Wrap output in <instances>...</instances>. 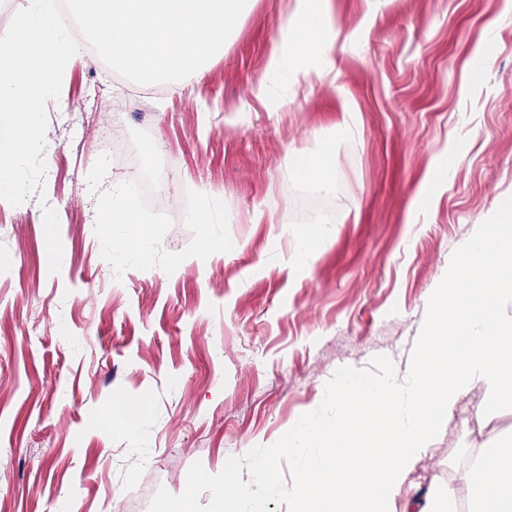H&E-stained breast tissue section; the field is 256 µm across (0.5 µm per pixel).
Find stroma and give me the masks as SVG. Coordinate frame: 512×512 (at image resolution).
I'll return each mask as SVG.
<instances>
[{
    "instance_id": "35a3bbf8",
    "label": "stroma",
    "mask_w": 512,
    "mask_h": 512,
    "mask_svg": "<svg viewBox=\"0 0 512 512\" xmlns=\"http://www.w3.org/2000/svg\"><path fill=\"white\" fill-rule=\"evenodd\" d=\"M294 4L254 0L207 73L160 95L81 56L69 109L48 105L45 192L0 203V512H149L194 462L215 474L275 443L337 368L385 355L406 377L454 250L512 196V0H330L336 79L279 107L249 90ZM477 52L493 65L476 76ZM116 127L151 134L172 194L222 198L231 252L114 281L87 176ZM320 151L330 221L301 263L294 162ZM487 400L461 396L390 512H425L437 483L468 512L477 449L512 437Z\"/></svg>"
}]
</instances>
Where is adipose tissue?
I'll return each instance as SVG.
<instances>
[{
  "label": "adipose tissue",
  "instance_id": "obj_1",
  "mask_svg": "<svg viewBox=\"0 0 512 512\" xmlns=\"http://www.w3.org/2000/svg\"><path fill=\"white\" fill-rule=\"evenodd\" d=\"M336 30L328 0H297L252 96L284 106L300 81H328ZM469 512H512V440L478 449L469 480Z\"/></svg>",
  "mask_w": 512,
  "mask_h": 512
}]
</instances>
